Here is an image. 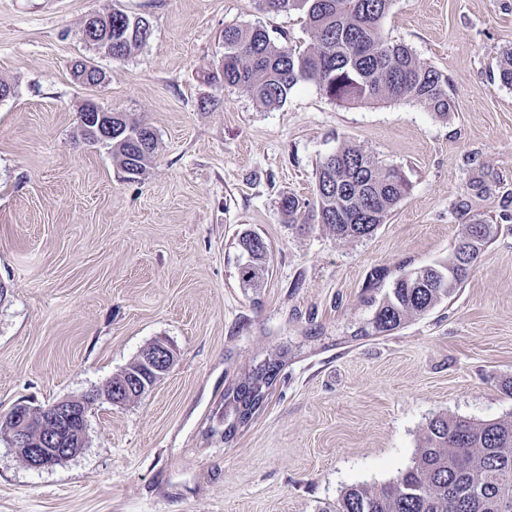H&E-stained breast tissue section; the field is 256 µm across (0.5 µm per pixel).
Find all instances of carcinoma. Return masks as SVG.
<instances>
[{
	"label": "carcinoma",
	"mask_w": 512,
	"mask_h": 512,
	"mask_svg": "<svg viewBox=\"0 0 512 512\" xmlns=\"http://www.w3.org/2000/svg\"><path fill=\"white\" fill-rule=\"evenodd\" d=\"M391 4L392 0H258L269 13L303 12L313 43L301 50L275 43L261 27L228 26L224 29L222 79L273 109L282 106L297 85L314 82L339 103L409 99L446 118L454 111L448 76L382 34V21ZM150 35L147 18L120 8L90 18L83 29L86 42L101 52L112 48L114 59L128 57ZM74 75L91 85L104 80L96 67L84 64L74 68ZM497 75L501 84L512 87L511 47L502 52ZM84 139L108 146L131 179L146 171L157 150L154 130L119 112L112 113V138L86 134ZM409 191L410 183L399 169L384 168L355 147H341L317 166L313 217L339 239L366 237L385 223ZM488 191V180L470 182L468 193L454 203L466 231L453 256L446 263L398 277L392 295L375 309V331H391L405 318L428 312L465 282L493 239V225L473 212L472 206V196ZM239 246L245 257L239 266L240 283L244 288H257L269 244L259 234L246 232ZM279 372L280 365L267 362L224 394V418L230 419L224 433L249 422ZM131 376L142 385V390L132 393L134 398L155 382L138 358L115 381ZM334 512H512V421L432 418L412 466L379 487L348 488Z\"/></svg>",
	"instance_id": "1"
}]
</instances>
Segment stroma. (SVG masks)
<instances>
[{
  "mask_svg": "<svg viewBox=\"0 0 512 512\" xmlns=\"http://www.w3.org/2000/svg\"><path fill=\"white\" fill-rule=\"evenodd\" d=\"M115 7L152 26L125 59L82 35ZM230 24L312 40L301 12L256 0H0V416L91 393L150 343L176 353L148 394L92 406L85 448L52 468H27L0 433V512H334L351 486L411 466L433 417L512 420V89L497 79L512 0H393L383 33L448 75L444 120L312 82L267 108L217 77ZM79 60L104 82L77 80ZM89 99L153 128L143 175L84 141ZM345 144L411 185L353 240L311 220L316 166ZM485 172L474 210L496 236L469 278L376 332L398 276L451 258L452 205ZM246 231L270 247L256 290L239 283ZM274 359L266 400L225 438V393Z\"/></svg>",
  "mask_w": 512,
  "mask_h": 512,
  "instance_id": "obj_1",
  "label": "stroma"
}]
</instances>
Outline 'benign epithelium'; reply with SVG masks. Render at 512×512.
Instances as JSON below:
<instances>
[{
	"label": "benign epithelium",
	"mask_w": 512,
	"mask_h": 512,
	"mask_svg": "<svg viewBox=\"0 0 512 512\" xmlns=\"http://www.w3.org/2000/svg\"><path fill=\"white\" fill-rule=\"evenodd\" d=\"M98 137H112V115L89 100L80 119ZM112 402V380L80 398H64L43 406L15 405L0 422L9 426V440L27 466L49 469L57 458L75 456L86 446V413L96 401Z\"/></svg>",
	"instance_id": "benign-epithelium-1"
}]
</instances>
